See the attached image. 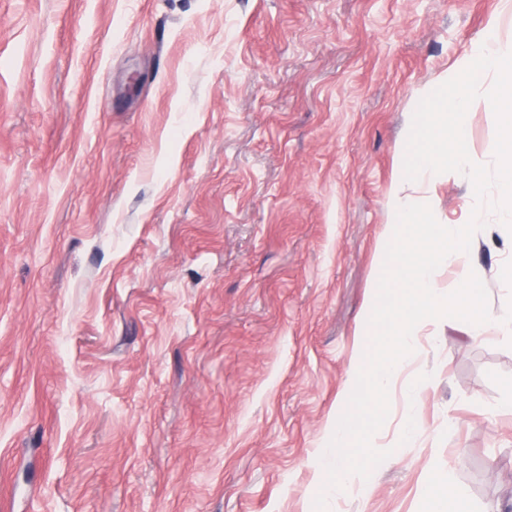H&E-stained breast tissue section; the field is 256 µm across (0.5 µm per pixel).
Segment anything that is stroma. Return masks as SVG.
<instances>
[{
    "label": "stroma",
    "mask_w": 512,
    "mask_h": 512,
    "mask_svg": "<svg viewBox=\"0 0 512 512\" xmlns=\"http://www.w3.org/2000/svg\"><path fill=\"white\" fill-rule=\"evenodd\" d=\"M495 16L512 39L500 0H0V501L314 512L397 147ZM416 191L469 220L468 178ZM466 261L512 298L491 226ZM469 330L425 327L400 463L326 512H420L434 471L512 512V347Z\"/></svg>",
    "instance_id": "stroma-1"
}]
</instances>
